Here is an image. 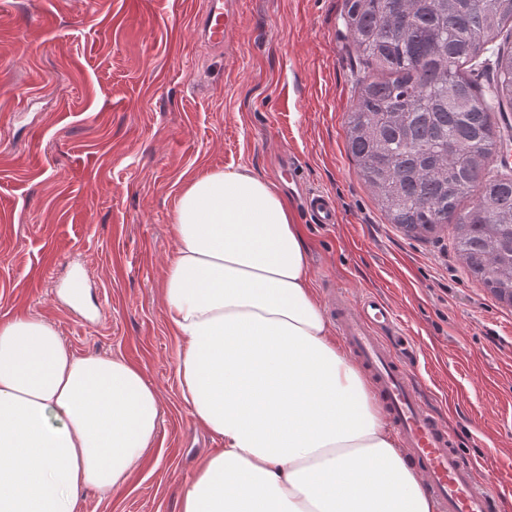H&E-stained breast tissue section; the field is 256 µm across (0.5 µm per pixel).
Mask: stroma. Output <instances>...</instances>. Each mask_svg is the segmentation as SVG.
I'll return each instance as SVG.
<instances>
[{
    "instance_id": "1",
    "label": "stroma",
    "mask_w": 512,
    "mask_h": 512,
    "mask_svg": "<svg viewBox=\"0 0 512 512\" xmlns=\"http://www.w3.org/2000/svg\"><path fill=\"white\" fill-rule=\"evenodd\" d=\"M203 0H0V321L37 315L72 351L112 354L157 388L162 422L130 480L80 512H178L220 447L181 398L179 341L161 297L187 180L245 168L330 194L340 223L295 206L319 303L332 289L388 303L416 344L415 378L464 454L507 487L512 512V306L455 255L385 219L348 151L356 102L344 0H236L237 30L208 53ZM81 272L73 304L65 284Z\"/></svg>"
}]
</instances>
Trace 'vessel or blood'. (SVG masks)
I'll return each instance as SVG.
<instances>
[{
	"mask_svg": "<svg viewBox=\"0 0 512 512\" xmlns=\"http://www.w3.org/2000/svg\"><path fill=\"white\" fill-rule=\"evenodd\" d=\"M195 24L204 42L223 48L235 30L225 0H205ZM304 207L318 224H335V202L322 192L308 193ZM330 308L342 337L372 381L399 431L401 445L438 504V512H494L503 490L481 477L463 456L434 409L425 403L409 364L410 343L394 327L390 307L374 298L351 300L333 292Z\"/></svg>",
	"mask_w": 512,
	"mask_h": 512,
	"instance_id": "obj_1",
	"label": "vessel or blood"
}]
</instances>
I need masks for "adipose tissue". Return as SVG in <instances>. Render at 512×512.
<instances>
[{
	"label": "adipose tissue",
	"mask_w": 512,
	"mask_h": 512,
	"mask_svg": "<svg viewBox=\"0 0 512 512\" xmlns=\"http://www.w3.org/2000/svg\"><path fill=\"white\" fill-rule=\"evenodd\" d=\"M163 274L181 397L222 441L179 512H437L313 294L288 198L246 169L192 177ZM143 370L73 352L52 322H0V512H80L157 437Z\"/></svg>",
	"instance_id": "adipose-tissue-1"
}]
</instances>
